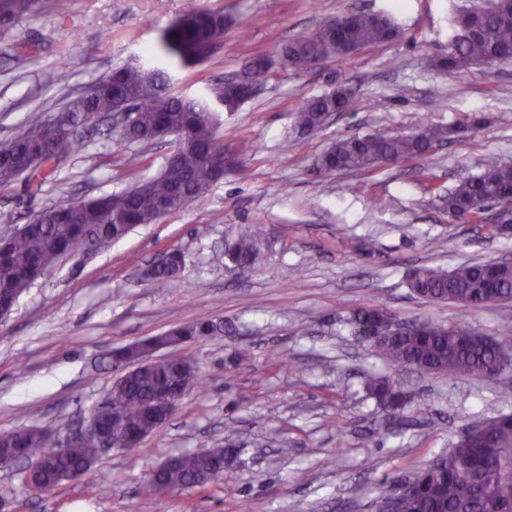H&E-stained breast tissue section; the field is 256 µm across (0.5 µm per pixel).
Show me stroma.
Wrapping results in <instances>:
<instances>
[{"label":"stroma","mask_w":512,"mask_h":512,"mask_svg":"<svg viewBox=\"0 0 512 512\" xmlns=\"http://www.w3.org/2000/svg\"><path fill=\"white\" fill-rule=\"evenodd\" d=\"M34 0L14 15L0 0V145L35 114L51 117L137 58L172 74L191 95L240 72L257 54L351 10L388 13L400 36L348 60L279 72L219 135L236 167L203 197L154 224L134 228L90 259L65 257L0 319V433L61 425L75 431L104 400L122 366L111 350L211 319L224 333L188 343L205 379L139 447L102 453L92 473L35 493L20 466L0 469L6 512H375L394 480L447 452L463 426L512 413V371L492 379L397 370L355 333L353 313L369 302L398 321L452 325L512 337V301L471 313L424 299L411 271L443 270L512 257V235L451 221L444 199L459 176L486 158L512 164V65L465 75L431 69L447 54L452 17L469 0ZM232 19L202 64L167 54L163 32L191 9ZM67 73L68 84L57 81ZM351 88L354 110L308 135L294 129L306 99ZM482 115L464 143L436 149L427 167L384 164L370 174L323 171L318 157L336 141L375 131L410 135L456 127ZM111 120L85 132L39 193L24 182L0 187V228L28 223L43 207L119 193L157 176L172 139L113 148ZM267 229L255 268L224 269V244L249 225ZM184 254L176 279L147 280L161 254ZM389 377L411 398L388 418L364 387ZM427 413H418V405ZM231 448V479L163 496L146 491L150 471L171 456Z\"/></svg>","instance_id":"1"}]
</instances>
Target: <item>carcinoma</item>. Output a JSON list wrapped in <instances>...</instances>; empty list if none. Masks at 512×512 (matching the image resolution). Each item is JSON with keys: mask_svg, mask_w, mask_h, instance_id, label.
<instances>
[{"mask_svg": "<svg viewBox=\"0 0 512 512\" xmlns=\"http://www.w3.org/2000/svg\"><path fill=\"white\" fill-rule=\"evenodd\" d=\"M226 23L221 11L193 10L166 30L165 48L184 60L200 62L203 49L224 35ZM453 28L448 54L432 61L435 69L461 75L490 61L512 62V5L463 8L453 17ZM398 34L397 24L387 15L378 19L347 12L323 22L312 34L284 44L274 57L255 55L246 71L210 85L203 96H177L171 92L168 73L123 64L108 78L65 102L56 124L49 125L41 115L34 117L15 133L8 147L0 149L1 187L22 178L28 187L39 190L46 175L54 173L53 163L80 151L83 136L72 134L70 128H86L95 117L117 109L133 112L130 128L116 132L119 148L171 133L180 138L156 178L137 180L122 193L45 207L34 214L32 223L0 230V294L21 295L57 264L59 251L65 247L80 245L97 251L123 238L130 224L156 223L162 205L176 210L182 207L183 196L192 201L208 192L224 175L219 113L234 112L245 102L246 82L266 70H302L320 58L344 60L362 49L391 42ZM352 106L351 94L338 86L305 100L295 112V129L302 135L316 132L326 125V117ZM482 124L483 120L475 117L455 131L471 133ZM455 131L425 127L412 135L376 131L342 137L320 157L319 167L369 173L382 163L426 164L436 147ZM503 194L512 195V165L492 158L479 174L459 180L448 191L445 206L448 215L458 220L480 223L489 202ZM265 242V226H250L228 241L226 263L235 266L240 275L248 272L260 258ZM409 287L423 298L454 303L467 313L494 301L512 299V265L495 267L483 261L450 271L421 267L411 275ZM392 319L394 315L387 308L371 303L356 310L352 321L378 331L380 339L373 349L398 369L450 377H492L504 364V349L512 346V338L488 341L474 335L463 320L452 326L426 323L402 336H392L387 329ZM172 332L193 340L214 336L221 327L209 319L197 320ZM138 359L135 345L123 347L127 371L112 386L108 400L91 411L96 431L103 436L139 430L154 433L157 425L148 424L144 406L158 391L202 386L199 368L187 355L179 356L176 369L167 358L138 368ZM366 388L383 410L392 409L395 385L389 379L371 377ZM51 440V430L30 428L13 431L5 444L38 462ZM9 451L3 450L0 460L17 463ZM223 452L222 448H212L179 454L160 478L174 489L203 486L223 459ZM98 458L99 448L93 441L67 443L52 461L39 468L36 485L41 491L56 487L60 473L69 470L78 472L77 478L82 479L91 473ZM375 505L376 512H512V415L469 424L467 434L458 438L448 453L427 462L412 477L394 481Z\"/></svg>", "mask_w": 512, "mask_h": 512, "instance_id": "obj_1", "label": "carcinoma"}]
</instances>
